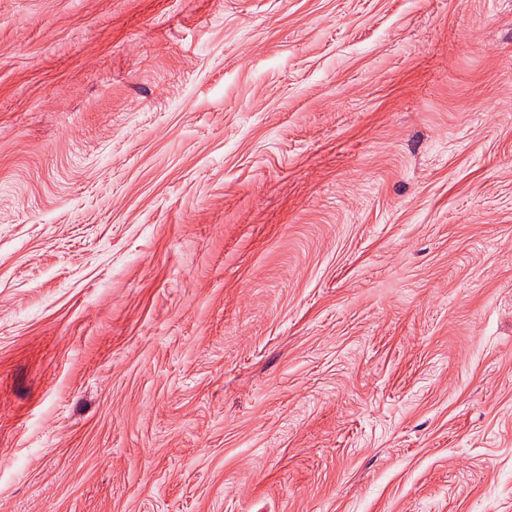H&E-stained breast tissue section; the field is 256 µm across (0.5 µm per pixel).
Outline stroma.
<instances>
[{"label":"stroma","mask_w":512,"mask_h":512,"mask_svg":"<svg viewBox=\"0 0 512 512\" xmlns=\"http://www.w3.org/2000/svg\"><path fill=\"white\" fill-rule=\"evenodd\" d=\"M0 512H512V0H0Z\"/></svg>","instance_id":"35a3bbf8"}]
</instances>
